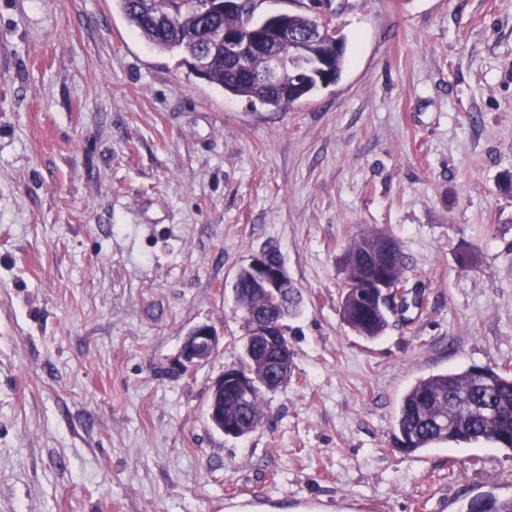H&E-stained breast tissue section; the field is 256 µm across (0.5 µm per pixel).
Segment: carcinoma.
<instances>
[{"mask_svg": "<svg viewBox=\"0 0 512 512\" xmlns=\"http://www.w3.org/2000/svg\"><path fill=\"white\" fill-rule=\"evenodd\" d=\"M129 25L153 49L176 55L188 65L201 54L212 57L204 80L224 93L247 97L260 104L282 110L307 99L328 82L340 77L346 62L345 40L326 34L311 38L317 17L285 14L282 24L302 37L301 53L306 60H324V69L300 76L294 69L285 70L275 86L262 89L252 79L264 65L268 21L254 20V10L220 9L210 17L183 7L179 0H117ZM239 35L240 50L224 52V42H208L209 31ZM348 286L341 303L343 322L358 335L373 339L387 325L386 308L369 297L372 280L385 273L394 281L404 280V257L398 244L388 256L378 254L377 233L359 236L347 252ZM250 268L240 269L236 285V302L244 313L246 331H251L250 316L281 313L278 306L259 308L250 291ZM490 384L482 385L470 370L433 374L418 379L403 395L396 417L394 442L405 445L411 453L435 443L461 444L489 441L512 443V375L488 369ZM224 416L242 424L249 420L259 426L263 418V392L256 390L245 406L237 405L224 395ZM462 512H512V498L501 499L487 492L470 499Z\"/></svg>", "mask_w": 512, "mask_h": 512, "instance_id": "cac0c4a2", "label": "carcinoma"}]
</instances>
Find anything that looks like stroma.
<instances>
[{
	"mask_svg": "<svg viewBox=\"0 0 512 512\" xmlns=\"http://www.w3.org/2000/svg\"><path fill=\"white\" fill-rule=\"evenodd\" d=\"M346 40L277 111L152 49L116 0H0V512H460L512 449L394 446L433 374H512V0H256ZM394 237L421 307L341 320L345 257ZM274 250L293 373L240 439L205 416L245 337L233 285ZM471 268L458 264L462 253ZM220 347L169 370L196 324Z\"/></svg>",
	"mask_w": 512,
	"mask_h": 512,
	"instance_id": "1",
	"label": "stroma"
}]
</instances>
